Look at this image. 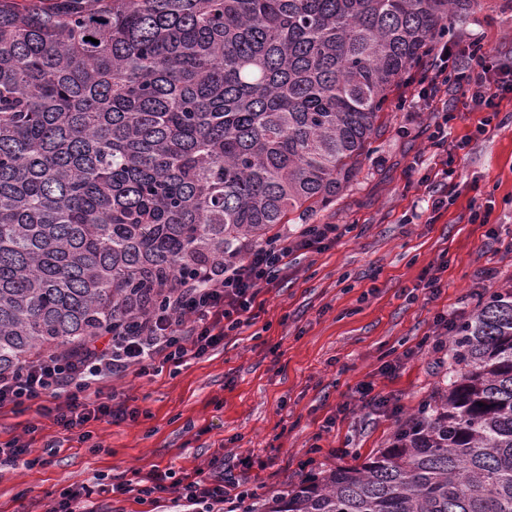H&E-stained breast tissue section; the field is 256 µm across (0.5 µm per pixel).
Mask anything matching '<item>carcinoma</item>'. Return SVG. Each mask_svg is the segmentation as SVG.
<instances>
[{
	"instance_id": "carcinoma-1",
	"label": "carcinoma",
	"mask_w": 512,
	"mask_h": 512,
	"mask_svg": "<svg viewBox=\"0 0 512 512\" xmlns=\"http://www.w3.org/2000/svg\"><path fill=\"white\" fill-rule=\"evenodd\" d=\"M474 5L0 0V369L336 206ZM448 365L388 447L245 512H512V285L454 327Z\"/></svg>"
}]
</instances>
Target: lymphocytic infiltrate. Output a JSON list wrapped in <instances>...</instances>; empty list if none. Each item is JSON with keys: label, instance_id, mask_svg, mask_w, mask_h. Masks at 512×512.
Listing matches in <instances>:
<instances>
[{"label": "lymphocytic infiltrate", "instance_id": "obj_1", "mask_svg": "<svg viewBox=\"0 0 512 512\" xmlns=\"http://www.w3.org/2000/svg\"><path fill=\"white\" fill-rule=\"evenodd\" d=\"M481 36L462 38L455 58L438 52L436 67L418 92L431 102L447 84L465 88L469 105L481 118L476 134L501 127L500 106L512 98V68L494 67ZM336 240L332 224H306L293 234H281L249 249L242 260H227L199 275L173 277L157 289L160 300L137 319L135 326L112 331L110 341H87L79 351L53 352L26 359L0 373V410H35L60 428L66 440L85 442L89 422L136 421L140 411L104 392L105 380L136 370L138 375L161 373L200 359L223 344L229 332L254 324L264 310L263 288L273 285L297 253L319 252ZM137 492L152 502L171 496L191 512H238L248 497L239 481L225 476L223 464L176 482L152 473L130 483L125 480L96 486H70L60 492L48 512H99L94 498L102 494Z\"/></svg>", "mask_w": 512, "mask_h": 512}]
</instances>
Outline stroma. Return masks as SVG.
<instances>
[{
	"mask_svg": "<svg viewBox=\"0 0 512 512\" xmlns=\"http://www.w3.org/2000/svg\"><path fill=\"white\" fill-rule=\"evenodd\" d=\"M450 28L482 36L512 63V0H478ZM446 113L449 143L469 144L451 154L455 202L431 224L418 178L437 170L430 137ZM480 118L455 86L422 110L392 104L381 116L383 135L335 207L311 218L351 233L295 258L287 278L263 290L261 318L204 358L112 380L117 396L139 408L138 420L89 422L90 443H64L42 466L0 470V512H45L63 488L102 477L158 471L178 480L216 457L230 475L270 493L296 480L306 460L318 469L355 465L387 447L418 403L448 382L447 368L416 349L436 315L472 313L476 283L488 293L512 283V252L498 248L512 238V122L476 139ZM488 200L492 223H471L473 207ZM433 276L441 287L434 297L424 288ZM409 349L413 358L383 373ZM366 383L395 399L399 414L364 408L357 389ZM32 420V454L43 455L57 428L34 412L0 413V440L23 435ZM243 456L252 457L251 469L239 466Z\"/></svg>",
	"mask_w": 512,
	"mask_h": 512,
	"instance_id": "35a3bbf8",
	"label": "stroma"
}]
</instances>
